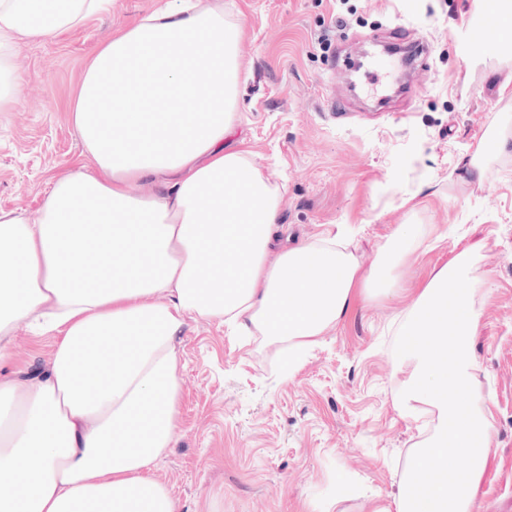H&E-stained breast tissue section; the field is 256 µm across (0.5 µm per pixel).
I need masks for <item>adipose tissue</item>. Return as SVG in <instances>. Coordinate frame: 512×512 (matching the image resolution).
<instances>
[{
  "label": "adipose tissue",
  "instance_id": "obj_1",
  "mask_svg": "<svg viewBox=\"0 0 512 512\" xmlns=\"http://www.w3.org/2000/svg\"><path fill=\"white\" fill-rule=\"evenodd\" d=\"M112 0H0V112L13 60ZM239 24L224 0H169L88 63L73 122L94 162L54 179L35 216L0 209V357L20 324L58 338L48 365L0 379V512H179L152 473L179 437L177 346L188 321L286 347L296 368L358 292L388 294L423 235L403 224L368 268L332 240L274 248L277 190L226 149ZM156 191L143 196L144 180ZM475 253L402 313L396 406L420 422L373 512H474L492 423L475 384Z\"/></svg>",
  "mask_w": 512,
  "mask_h": 512
}]
</instances>
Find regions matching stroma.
<instances>
[{
	"label": "stroma",
	"instance_id": "obj_1",
	"mask_svg": "<svg viewBox=\"0 0 512 512\" xmlns=\"http://www.w3.org/2000/svg\"><path fill=\"white\" fill-rule=\"evenodd\" d=\"M167 0H114L57 40L23 44L18 102L0 112V209L35 213L53 178L93 161L71 118L87 62L112 33ZM243 29L233 141L278 189L295 240L335 237L362 266L402 224L427 231L395 273L396 296H357L301 367L215 321L179 349L180 437L154 474L180 512H371L387 504L418 441L400 416L394 320L456 253L479 256L472 338L493 444L478 512H512V52L472 47L482 0H224ZM344 16L346 27L334 24ZM412 35L429 46L413 91L366 97L347 61ZM329 37L323 49L319 40ZM507 141L503 150L494 140ZM53 334L20 327L0 376L45 366Z\"/></svg>",
	"mask_w": 512,
	"mask_h": 512
}]
</instances>
